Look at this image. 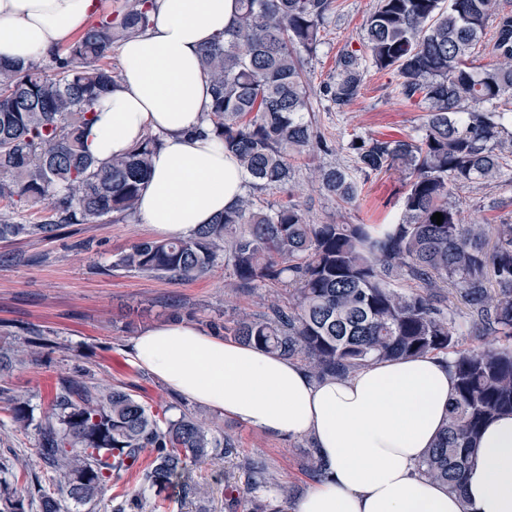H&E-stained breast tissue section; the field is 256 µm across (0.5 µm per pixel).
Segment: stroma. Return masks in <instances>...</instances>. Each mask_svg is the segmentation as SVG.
<instances>
[{
    "instance_id": "stroma-1",
    "label": "stroma",
    "mask_w": 512,
    "mask_h": 512,
    "mask_svg": "<svg viewBox=\"0 0 512 512\" xmlns=\"http://www.w3.org/2000/svg\"><path fill=\"white\" fill-rule=\"evenodd\" d=\"M375 4L376 0H335L322 43L306 66L312 86L327 81L344 47L358 46V35ZM396 83L394 72H370L358 100L342 112L313 99L311 119L332 143L331 152L319 155L318 163L351 166L346 145L354 135L398 137L419 127L422 110L395 96ZM296 181L303 189V204L320 224L398 219L406 189L402 174L392 171L365 182L357 200L341 209L315 185L309 166L298 165ZM455 203L468 221L491 225L512 221L508 186L463 188L456 192ZM152 235L135 213L112 224H68L49 238L0 240V339L15 347L40 332L54 342L42 365L19 363L0 374V389L26 394L34 416L42 417L58 375L79 362L87 368L90 382L126 384L149 405H170L171 416L183 411L204 413V406L168 390L135 362L132 339L145 329L172 321L206 330L211 322L233 314L262 311L272 294L288 300V290H230V271L221 264L186 281L113 269L117 254ZM213 420L216 437L227 432L234 436L238 457L219 454L196 465L194 477L203 495L187 501L164 499L158 512H249L246 477L238 467L243 456L264 461L279 481L298 492L313 487L302 466L308 439L281 437L219 413ZM35 446V432L15 430L8 412L0 408V455L30 461L29 477L18 483L28 495L35 491L34 476L39 471L32 463ZM232 498L237 506L231 511L227 502Z\"/></svg>"
}]
</instances>
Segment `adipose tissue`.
Wrapping results in <instances>:
<instances>
[{
  "instance_id": "ef3b65f1",
  "label": "adipose tissue",
  "mask_w": 512,
  "mask_h": 512,
  "mask_svg": "<svg viewBox=\"0 0 512 512\" xmlns=\"http://www.w3.org/2000/svg\"><path fill=\"white\" fill-rule=\"evenodd\" d=\"M96 4L0 0V62L47 56L86 26ZM235 13V0H152L150 26L122 42L119 78L96 107L89 148L99 161L125 153L146 132L161 136L139 212L171 239L191 237L244 193L236 159L200 132L211 100L200 53ZM132 353L171 391L242 423L310 439L328 477L294 512H512V416L482 432L463 494L418 472L455 384L452 367L435 357L319 381L294 360L184 322L144 330Z\"/></svg>"
}]
</instances>
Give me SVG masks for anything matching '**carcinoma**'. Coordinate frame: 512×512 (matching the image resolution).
I'll use <instances>...</instances> for the list:
<instances>
[{
  "instance_id": "cac0c4a2",
  "label": "carcinoma",
  "mask_w": 512,
  "mask_h": 512,
  "mask_svg": "<svg viewBox=\"0 0 512 512\" xmlns=\"http://www.w3.org/2000/svg\"><path fill=\"white\" fill-rule=\"evenodd\" d=\"M232 26L205 47L201 73L212 99L210 133L224 142L253 191L288 187V202L265 207L249 194L186 239H146L118 254L113 267L190 280L218 261L236 291L291 289L260 314H239L214 327L257 349L296 359L316 379L348 375L368 363L432 354L452 359L456 383L441 435L419 472L461 493L481 429L512 413V223L463 222L452 201L464 187L512 183V13L502 0H377L360 48L336 56L322 97L343 112L361 95L369 70L398 75L396 97L422 108L413 134L355 135L347 143L354 171L314 166L319 187L340 208L359 193L357 176L391 170L407 189L394 224H317L293 184L295 160L330 151L306 117L312 88L304 60L322 44L334 0H236ZM149 0L99 14L62 50L22 67L0 63V240L53 235L63 224H110L134 213L160 146L148 132L126 154L98 162L88 148L95 106L116 84L105 62L112 46L149 25ZM490 61L478 65L476 61ZM36 209V224L17 216ZM443 215L442 224L432 220ZM469 307L465 322L446 310L445 288ZM491 336L496 349L457 350L460 337ZM53 342L27 340L23 355L38 365ZM81 365L57 377L36 423L35 455L56 490L37 486L39 512L94 507L126 461L150 458L138 486L112 498V512H153L151 495L197 497L190 466L214 449L238 455L234 437L220 443L203 415L168 416L123 386L87 381ZM15 428L33 424L30 401L5 395ZM29 463L0 458V512H30L17 472ZM310 477L328 473L311 447ZM243 469L251 512H267L262 492L274 474L249 459Z\"/></svg>"
}]
</instances>
